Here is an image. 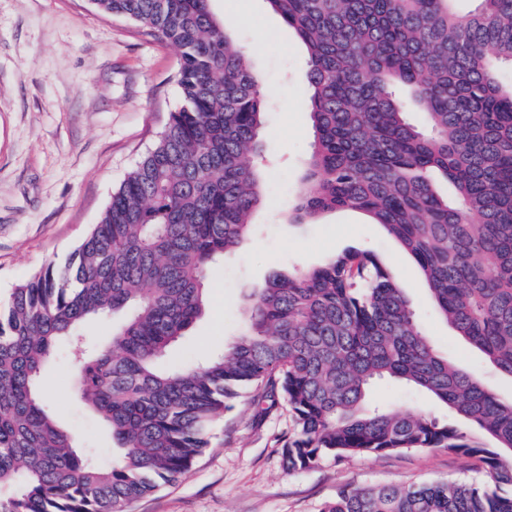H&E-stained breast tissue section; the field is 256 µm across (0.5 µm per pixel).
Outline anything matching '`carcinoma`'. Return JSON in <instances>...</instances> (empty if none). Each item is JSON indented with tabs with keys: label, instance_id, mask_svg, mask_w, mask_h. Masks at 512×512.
Masks as SVG:
<instances>
[{
	"label": "carcinoma",
	"instance_id": "carcinoma-1",
	"mask_svg": "<svg viewBox=\"0 0 512 512\" xmlns=\"http://www.w3.org/2000/svg\"><path fill=\"white\" fill-rule=\"evenodd\" d=\"M307 47L314 142L292 206L308 223L360 211L418 264L441 317L512 378V0H268ZM178 51L180 107L64 266L0 306V512H127L177 480L241 393L288 404L285 468L409 448L479 458L512 485V399L441 354L373 251L273 274L248 331L198 365L171 360L201 316L205 281L254 229L266 179L257 75L210 0H93ZM424 111V126L408 119ZM124 313L112 342L78 353L75 389L119 445L98 465L42 388L58 346ZM434 397L460 424L367 400L377 380ZM479 429L488 448L470 440ZM321 512H512L474 483L341 488Z\"/></svg>",
	"mask_w": 512,
	"mask_h": 512
}]
</instances>
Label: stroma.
Wrapping results in <instances>:
<instances>
[{
	"label": "stroma",
	"instance_id": "obj_1",
	"mask_svg": "<svg viewBox=\"0 0 512 512\" xmlns=\"http://www.w3.org/2000/svg\"><path fill=\"white\" fill-rule=\"evenodd\" d=\"M261 78V143L271 165L259 230L225 256L207 283L208 306L176 354L197 361L245 330L251 287L275 272L311 269L351 247L379 254L403 285L422 331L499 398L512 378L442 320L418 266L363 213L336 210L294 223L286 205L303 188L314 132L307 111V54L268 0H211ZM177 50L141 23L107 15L92 0H0V300L48 263L64 262L97 224L113 191L156 142L180 104ZM77 363L61 345L45 369L49 404L79 446L112 462L110 433L73 389ZM243 393L213 429L210 448L179 480L131 504L129 512H319L343 486L426 481L486 483L482 462L443 448H411L286 471V403L260 415ZM370 401L454 422L450 409L401 383L380 380Z\"/></svg>",
	"mask_w": 512,
	"mask_h": 512
}]
</instances>
